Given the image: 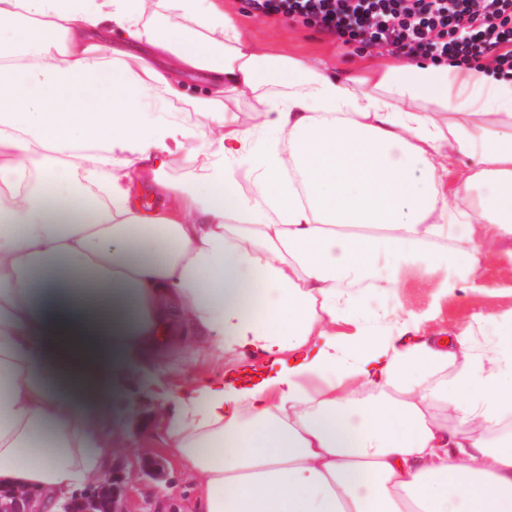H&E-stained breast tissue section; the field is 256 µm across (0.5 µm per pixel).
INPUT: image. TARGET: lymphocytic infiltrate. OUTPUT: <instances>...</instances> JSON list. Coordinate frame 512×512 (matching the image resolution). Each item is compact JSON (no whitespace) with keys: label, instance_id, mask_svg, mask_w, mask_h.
Instances as JSON below:
<instances>
[{"label":"lymphocytic infiltrate","instance_id":"lymphocytic-infiltrate-1","mask_svg":"<svg viewBox=\"0 0 512 512\" xmlns=\"http://www.w3.org/2000/svg\"><path fill=\"white\" fill-rule=\"evenodd\" d=\"M249 6L368 52L512 76V0H249Z\"/></svg>","mask_w":512,"mask_h":512}]
</instances>
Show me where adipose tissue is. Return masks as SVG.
Returning <instances> with one entry per match:
<instances>
[{
	"label": "adipose tissue",
	"instance_id": "ef3b65f1",
	"mask_svg": "<svg viewBox=\"0 0 512 512\" xmlns=\"http://www.w3.org/2000/svg\"><path fill=\"white\" fill-rule=\"evenodd\" d=\"M161 12L193 33L159 35ZM9 33L30 52L0 48V485L37 505L85 489L105 458L78 397L199 347L265 359L189 387L167 421L201 512H512V444L474 432L512 417V344L458 369V337L335 331L361 316L353 286L381 261L442 263L425 243L476 216L512 236V82L275 59L220 0H0ZM282 69L295 82L271 94L263 76ZM195 70L211 96L188 127L166 107ZM230 94L250 95L258 128H239ZM188 139L208 165L170 182L165 156ZM453 150L476 168L450 195ZM60 163L99 189L94 203L57 179ZM145 187L164 213L134 208ZM443 405L454 427L434 415Z\"/></svg>",
	"mask_w": 512,
	"mask_h": 512
}]
</instances>
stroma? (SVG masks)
<instances>
[{
	"label": "stroma",
	"mask_w": 512,
	"mask_h": 512,
	"mask_svg": "<svg viewBox=\"0 0 512 512\" xmlns=\"http://www.w3.org/2000/svg\"><path fill=\"white\" fill-rule=\"evenodd\" d=\"M243 36L269 46L272 53L327 67L334 72H360L370 56L284 18L258 23L245 0H224ZM186 97L169 111L181 123H199L197 103L207 96L202 73L181 76ZM461 247L475 250L476 265L464 262L426 267L380 265L382 280L393 287L373 288L362 296L365 314L380 315V329L409 325L428 336L464 335L458 364L492 349L500 329L512 325V237L496 236L490 225L473 218L464 231ZM237 362L205 354L173 350L157 358L148 374L124 375L117 390L84 398L85 409L105 417L112 442L105 448L109 468L132 462L142 468L159 467L158 478H141L126 486L129 512H196L190 479L170 452L162 410L174 409L177 395L193 383L237 369Z\"/></svg>",
	"instance_id": "stroma-1"
}]
</instances>
